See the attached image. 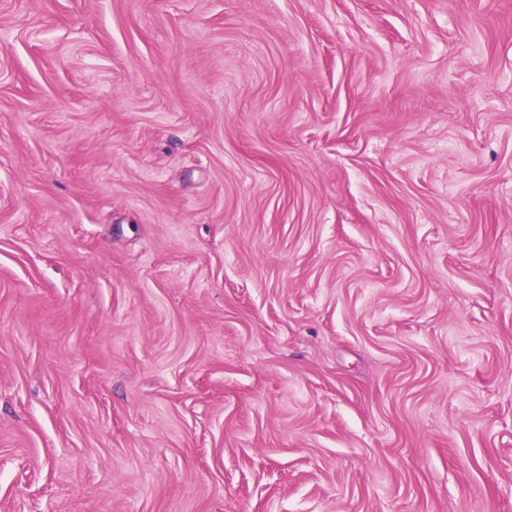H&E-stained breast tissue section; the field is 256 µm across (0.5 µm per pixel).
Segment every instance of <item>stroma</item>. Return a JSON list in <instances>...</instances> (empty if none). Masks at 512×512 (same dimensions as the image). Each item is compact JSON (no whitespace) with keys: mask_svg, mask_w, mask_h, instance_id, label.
Wrapping results in <instances>:
<instances>
[{"mask_svg":"<svg viewBox=\"0 0 512 512\" xmlns=\"http://www.w3.org/2000/svg\"><path fill=\"white\" fill-rule=\"evenodd\" d=\"M0 512H512V0H0Z\"/></svg>","mask_w":512,"mask_h":512,"instance_id":"obj_1","label":"stroma"}]
</instances>
